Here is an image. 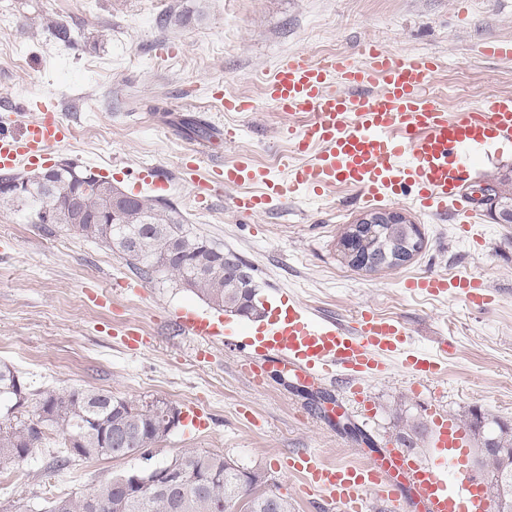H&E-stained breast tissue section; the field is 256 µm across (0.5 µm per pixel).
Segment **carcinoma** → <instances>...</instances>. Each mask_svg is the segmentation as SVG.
I'll use <instances>...</instances> for the list:
<instances>
[{
  "label": "carcinoma",
  "mask_w": 512,
  "mask_h": 512,
  "mask_svg": "<svg viewBox=\"0 0 512 512\" xmlns=\"http://www.w3.org/2000/svg\"><path fill=\"white\" fill-rule=\"evenodd\" d=\"M188 135L210 138L209 127L194 117L181 120ZM20 184L23 192L13 195ZM118 188L112 181L66 161L49 169L0 176V206L26 204L37 224H65L86 238L115 247L128 265L148 280L165 279L194 291L213 308L247 318L260 317L253 268L236 252L192 232L178 211L163 199L129 195L125 207L112 209ZM405 224L364 225L341 240L361 255L378 254L376 246L407 238ZM27 387L17 371L0 365V407L11 413L15 396ZM173 407L161 401L139 402L112 397L106 390L46 388L36 404V420L0 427V473L24 460L53 428L61 438L54 452L59 468L77 459L131 457L164 438ZM480 463L487 477L512 485V428L486 442ZM176 475L186 486L151 488L138 498L126 493L128 472L99 481L92 488L59 496L44 512H293L292 504L268 489L269 477L257 466L199 448L173 457Z\"/></svg>",
  "instance_id": "carcinoma-1"
}]
</instances>
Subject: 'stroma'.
<instances>
[{
    "label": "stroma",
    "mask_w": 512,
    "mask_h": 512,
    "mask_svg": "<svg viewBox=\"0 0 512 512\" xmlns=\"http://www.w3.org/2000/svg\"><path fill=\"white\" fill-rule=\"evenodd\" d=\"M55 23L72 30L73 42L54 37ZM368 40L406 61L435 57L431 93L448 113L485 111L494 97L512 94V58L483 52L488 42L512 41V0H0V113L23 98L54 102L68 139L53 149V162H75L127 193L134 189L117 169L157 167L170 182L166 200L197 234L254 267L260 296L287 292L346 325L367 308L403 323L415 349L440 355L442 371L429 379L390 358L386 375L365 382L364 406L324 386L331 406L391 452L402 448L400 409L425 424L432 404L461 423L478 412L512 425V224L496 223L466 196L467 238L459 215L422 212L408 196L379 202L418 225L422 248L401 267L369 272L349 267L340 248L343 229L366 212L354 191L302 194L242 217L232 207L238 188L205 205L180 172L183 153L198 141L179 120L195 115L212 127L210 151L228 162L249 155L286 178L304 158L264 96V74L294 55L354 61ZM228 97L251 101L253 111H225ZM228 130L233 138H225ZM511 170L512 146L491 144L472 155L468 184ZM429 274L477 277L491 300L476 307L461 295L407 289ZM183 312L215 314L172 282L141 280L118 250L63 224L35 223L27 206H0V364L29 391L11 422L29 421L49 386L160 400L183 414L193 405L207 427L195 432L179 422L156 443L153 464L185 448L227 454L262 468L294 512H318L301 478L288 473L287 456L313 450L332 463H364L373 452L295 392L293 368L267 362L260 381L250 382L232 343L179 332ZM129 327L146 346L124 347L119 332ZM57 445L49 435L0 476V502L12 501L13 512H43L56 496L137 465L93 458L59 470L49 456Z\"/></svg>",
    "instance_id": "obj_1"
}]
</instances>
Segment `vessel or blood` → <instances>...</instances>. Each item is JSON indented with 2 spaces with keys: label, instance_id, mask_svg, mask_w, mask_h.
I'll list each match as a JSON object with an SVG mask.
<instances>
[{
  "label": "vessel or blood",
  "instance_id": "obj_1",
  "mask_svg": "<svg viewBox=\"0 0 512 512\" xmlns=\"http://www.w3.org/2000/svg\"><path fill=\"white\" fill-rule=\"evenodd\" d=\"M362 54L366 61L361 65L336 56L317 62L294 56L279 63L263 80L264 95L285 117L310 115V122L286 131L296 153L312 155L311 164L289 167L283 182L269 178L247 158L231 165H203L201 152L192 149L183 154L180 170L198 200L239 186L243 192L234 198L233 208L249 216L297 190L319 196L341 186L367 203L395 196L408 185L415 190L418 208L439 215L458 211L468 168L462 152L490 143L512 144V95L495 97L490 111L469 109L452 119L429 95L434 59L406 62L370 41ZM16 108L34 118L20 132L0 121L1 172L39 164L68 138L61 122L36 112L30 101H20ZM202 167L207 170L203 176L198 173ZM409 287L431 295L452 291L476 306L484 302V286L472 276L429 275ZM177 326L191 336L221 333L213 321L192 316L178 318ZM265 334V358L286 359L299 376L313 382L343 380L357 395L362 382L386 373L387 358L396 355L415 376L432 377L441 370L437 358L407 349L404 324L369 310L347 327L290 299L272 309ZM464 438L458 423L439 416L428 465L399 452L384 463L334 465L311 450L291 455L288 465L318 494L320 512H372L376 495L386 502L387 512H404L401 486L392 479L396 470L413 481L423 512H491L489 505L477 504L475 481L463 468Z\"/></svg>",
  "mask_w": 512,
  "mask_h": 512
}]
</instances>
